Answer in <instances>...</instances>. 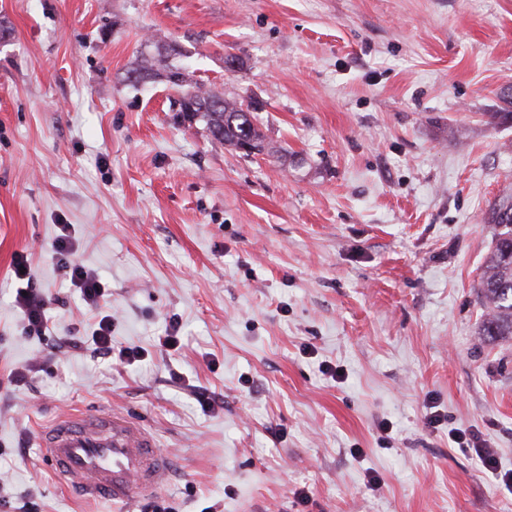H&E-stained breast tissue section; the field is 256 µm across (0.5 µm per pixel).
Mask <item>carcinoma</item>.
<instances>
[{"instance_id": "carcinoma-1", "label": "carcinoma", "mask_w": 512, "mask_h": 512, "mask_svg": "<svg viewBox=\"0 0 512 512\" xmlns=\"http://www.w3.org/2000/svg\"><path fill=\"white\" fill-rule=\"evenodd\" d=\"M161 62L159 54H143L133 73L150 78ZM188 94L194 106L191 120L204 122L214 140L236 149L244 143L261 152L266 149L265 137L249 107L200 86ZM487 223L498 226L499 232L478 283L483 307L479 335L512 339V195H503L489 210Z\"/></svg>"}]
</instances>
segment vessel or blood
Returning <instances> with one entry per match:
<instances>
[{
	"label": "vessel or blood",
	"mask_w": 512,
	"mask_h": 512,
	"mask_svg": "<svg viewBox=\"0 0 512 512\" xmlns=\"http://www.w3.org/2000/svg\"><path fill=\"white\" fill-rule=\"evenodd\" d=\"M39 446L53 471L83 496L115 505L154 493L173 468L149 431L109 409L63 417L41 434Z\"/></svg>",
	"instance_id": "obj_1"
}]
</instances>
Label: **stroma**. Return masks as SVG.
<instances>
[{
    "label": "stroma",
    "mask_w": 512,
    "mask_h": 512,
    "mask_svg": "<svg viewBox=\"0 0 512 512\" xmlns=\"http://www.w3.org/2000/svg\"><path fill=\"white\" fill-rule=\"evenodd\" d=\"M0 23V512H139L81 500L38 446L107 407L173 460V512H512L450 439L512 470V341L479 336L476 291L512 193V0H0ZM147 41L249 105L274 154L184 124L163 79L130 85ZM63 224L141 361L84 344ZM21 255L81 348L26 335ZM452 441L465 451H472L481 461L482 465L492 474L499 476L497 457L492 448H488L486 442L468 438L465 433L457 432L451 437Z\"/></svg>",
    "instance_id": "35a3bbf8"
}]
</instances>
